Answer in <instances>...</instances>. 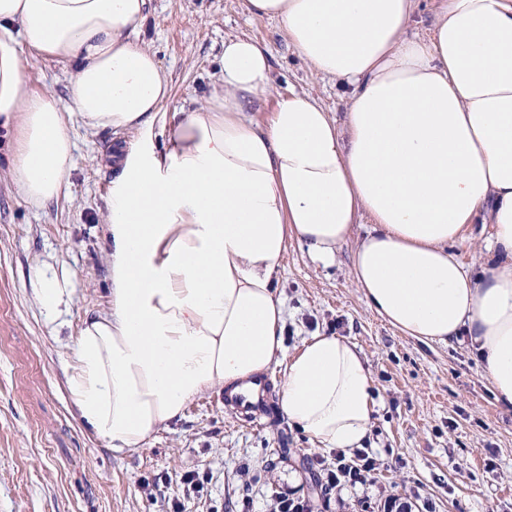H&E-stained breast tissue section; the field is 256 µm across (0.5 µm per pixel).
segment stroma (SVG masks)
<instances>
[{
  "label": "stroma",
  "instance_id": "obj_1",
  "mask_svg": "<svg viewBox=\"0 0 512 512\" xmlns=\"http://www.w3.org/2000/svg\"><path fill=\"white\" fill-rule=\"evenodd\" d=\"M234 35L269 50L273 88L259 119L293 88L342 118L341 89L310 71L276 21L250 18L244 0H151L141 38L173 87L167 111L205 103ZM26 74L34 91L65 96L61 64L32 56ZM72 134L68 193L44 209L22 199L0 149V512H272L282 493L313 512H387L396 500L413 512H512V412L466 343L418 342L368 307L348 244L326 267L290 243L277 288L288 351L320 332L356 343L368 361L377 407L366 483L325 490L335 451L315 448L275 409L254 426L215 391L136 451L112 453L89 435L69 401L66 360L83 319L108 303L104 216L117 171L111 131L79 123ZM38 266L68 276L56 311L30 286ZM188 473L200 488L184 483Z\"/></svg>",
  "mask_w": 512,
  "mask_h": 512
}]
</instances>
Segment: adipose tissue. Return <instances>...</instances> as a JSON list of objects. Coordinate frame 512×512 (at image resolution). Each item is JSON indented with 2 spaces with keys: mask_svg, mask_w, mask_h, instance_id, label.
<instances>
[{
  "mask_svg": "<svg viewBox=\"0 0 512 512\" xmlns=\"http://www.w3.org/2000/svg\"><path fill=\"white\" fill-rule=\"evenodd\" d=\"M418 8L246 0L348 98L339 122L293 89L264 123L273 82L255 39L225 38L221 88L169 114L172 86L138 40L150 0H0V129L24 200L44 209L66 193L74 119L123 142L106 208L109 304L67 356L71 404L112 452L274 366L290 424L320 449L363 448L377 403L361 350L332 334L284 345L276 283L293 241L328 266L355 240L368 307L422 343L465 338L512 411V0H441L423 38L407 34ZM29 54L64 64L66 98L31 89ZM158 124L171 128L161 150L148 140ZM485 220L494 234L475 272L456 247Z\"/></svg>",
  "mask_w": 512,
  "mask_h": 512,
  "instance_id": "adipose-tissue-1",
  "label": "adipose tissue"
}]
</instances>
